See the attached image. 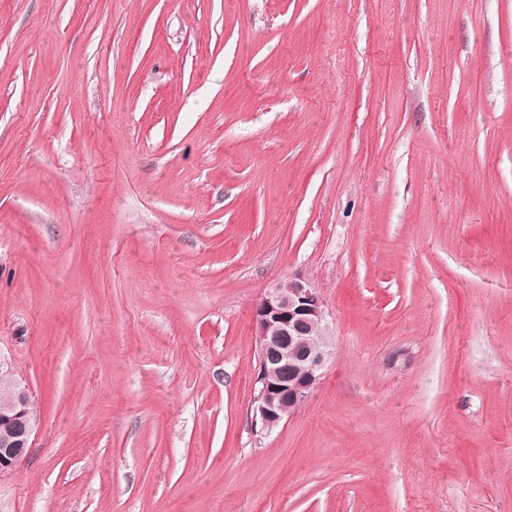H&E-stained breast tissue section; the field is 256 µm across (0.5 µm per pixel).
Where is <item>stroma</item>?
I'll return each mask as SVG.
<instances>
[{"instance_id":"obj_1","label":"stroma","mask_w":512,"mask_h":512,"mask_svg":"<svg viewBox=\"0 0 512 512\" xmlns=\"http://www.w3.org/2000/svg\"><path fill=\"white\" fill-rule=\"evenodd\" d=\"M0 358V512H512V0H0ZM258 347L251 410L272 431L303 408L332 355L326 302L319 288L292 278L265 288L251 310ZM7 374L10 381L3 389L4 399L0 404V472L11 470L26 455L30 439L39 423L30 413L32 396L29 386L13 377L5 360L0 358V379Z\"/></svg>"}]
</instances>
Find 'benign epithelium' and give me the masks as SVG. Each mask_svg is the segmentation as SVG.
Listing matches in <instances>:
<instances>
[{
	"label": "benign epithelium",
	"instance_id": "benign-epithelium-1",
	"mask_svg": "<svg viewBox=\"0 0 512 512\" xmlns=\"http://www.w3.org/2000/svg\"><path fill=\"white\" fill-rule=\"evenodd\" d=\"M258 347L251 410L271 431L303 408L321 384L332 355L326 302L308 281L292 278L263 290L251 310ZM0 401V472L26 455L38 427L29 386L14 377Z\"/></svg>",
	"mask_w": 512,
	"mask_h": 512
}]
</instances>
